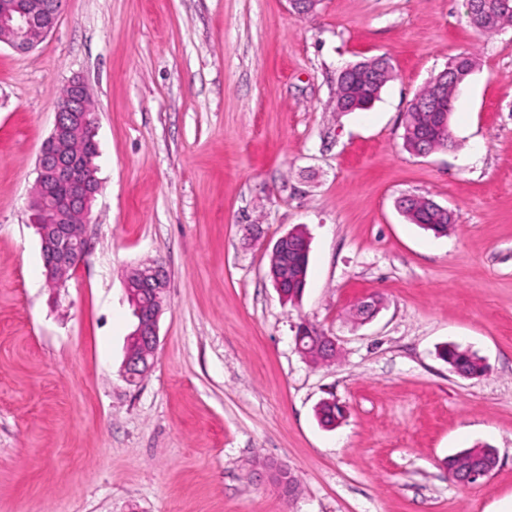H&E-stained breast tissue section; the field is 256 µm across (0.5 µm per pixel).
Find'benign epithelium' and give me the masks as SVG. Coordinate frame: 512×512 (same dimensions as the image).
<instances>
[{
  "instance_id": "benign-epithelium-1",
  "label": "benign epithelium",
  "mask_w": 512,
  "mask_h": 512,
  "mask_svg": "<svg viewBox=\"0 0 512 512\" xmlns=\"http://www.w3.org/2000/svg\"><path fill=\"white\" fill-rule=\"evenodd\" d=\"M63 0H0V43L27 52L43 42L54 29ZM456 73L444 70L432 80V95L421 101L427 112L444 111L442 90ZM69 93L56 103L55 122L43 143L37 163L30 210L38 231L44 257L46 280L63 288L76 267L84 264L92 250L89 234L75 238L68 224L73 216L89 223L91 202L101 190L97 167L88 159L71 155L75 138L96 142L95 120L84 81L76 76L67 81ZM132 298L135 330L127 341L124 370L129 380L146 374L153 366L159 344L158 321L166 305L167 275L161 262L146 266L138 281L125 284ZM296 349L306 358L327 361L339 355L336 339L303 323L295 335ZM492 470L475 464L452 475L459 485L474 484Z\"/></svg>"
}]
</instances>
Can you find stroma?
<instances>
[{
  "mask_svg": "<svg viewBox=\"0 0 512 512\" xmlns=\"http://www.w3.org/2000/svg\"><path fill=\"white\" fill-rule=\"evenodd\" d=\"M465 50L453 147L407 151L409 103ZM380 55V99L335 111L341 70ZM75 75L102 189L56 294L29 200ZM408 195L451 210L448 234L409 223ZM295 229L309 268L287 302L269 254ZM152 259L167 305L131 382L124 280ZM304 322L338 359L296 350ZM448 343L486 373L452 372ZM327 399L347 408L332 429ZM477 443L497 466L458 486L446 461ZM0 512H512V26L478 32L465 0H64L36 48L0 44Z\"/></svg>",
  "mask_w": 512,
  "mask_h": 512,
  "instance_id": "1",
  "label": "stroma"
}]
</instances>
